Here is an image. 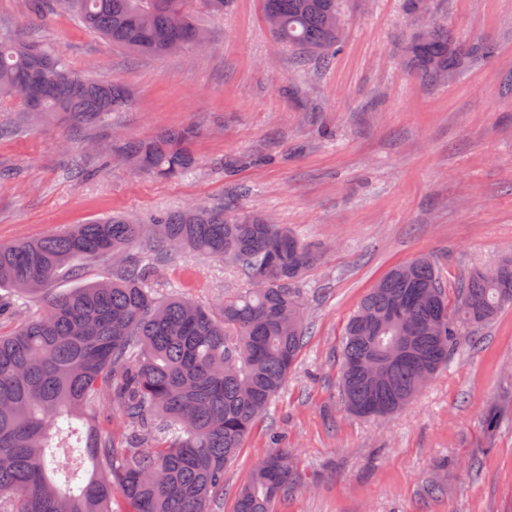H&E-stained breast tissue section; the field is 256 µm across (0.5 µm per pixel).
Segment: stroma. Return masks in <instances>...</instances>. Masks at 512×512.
Masks as SVG:
<instances>
[{
    "label": "stroma",
    "mask_w": 512,
    "mask_h": 512,
    "mask_svg": "<svg viewBox=\"0 0 512 512\" xmlns=\"http://www.w3.org/2000/svg\"><path fill=\"white\" fill-rule=\"evenodd\" d=\"M329 65L276 44L263 0L206 16L204 46L162 57L117 48L71 17L35 19L0 0V22L51 45L77 70L127 86L106 141L196 126V168L167 181L123 159L90 157L59 121L20 124L0 102V243L38 238L112 213L236 205L326 252L304 278L307 333L296 365L224 471L215 512L273 443L291 449L296 485L278 512H512V306L460 336L448 364L403 412L363 418L339 388L345 324L395 266L433 256L448 288L512 254V0H434L431 16L488 57L428 85L403 62L419 28L404 0H344ZM233 266L178 255L155 278L209 306L244 290Z\"/></svg>",
    "instance_id": "35a3bbf8"
}]
</instances>
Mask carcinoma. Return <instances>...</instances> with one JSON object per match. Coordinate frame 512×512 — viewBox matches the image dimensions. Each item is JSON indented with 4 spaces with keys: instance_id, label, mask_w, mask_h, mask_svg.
<instances>
[{
    "instance_id": "1",
    "label": "carcinoma",
    "mask_w": 512,
    "mask_h": 512,
    "mask_svg": "<svg viewBox=\"0 0 512 512\" xmlns=\"http://www.w3.org/2000/svg\"><path fill=\"white\" fill-rule=\"evenodd\" d=\"M274 40L328 62L343 37L341 0H264ZM230 0H30L34 16L67 14L113 45L162 55L205 39L199 15H222ZM427 83L490 53L460 46L432 24L408 47ZM17 97L32 121L63 118L77 132L130 109L129 90L74 69L54 48L0 29V98ZM187 126L118 147L130 164L166 179L192 170ZM155 243L149 256L141 239ZM176 252L224 259L249 287L206 308L153 288ZM325 247L284 224L229 207L192 206L144 224L116 214L43 238L0 244V321L17 301L42 311L0 334V512H210L224 494V468L273 402L306 335L300 283ZM108 276L57 294V279L80 264ZM512 305V255L466 272L448 299L433 260L393 268L344 328L341 396L354 414L406 407L448 365L457 337ZM83 446L69 443L75 421ZM126 430L112 432V413ZM295 484V457L274 448L239 489L235 512H275Z\"/></svg>"
}]
</instances>
